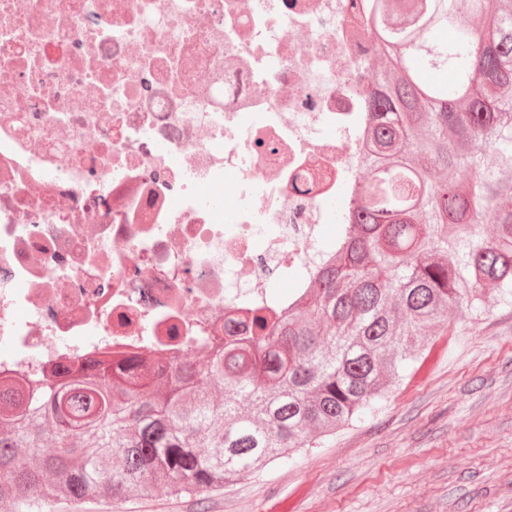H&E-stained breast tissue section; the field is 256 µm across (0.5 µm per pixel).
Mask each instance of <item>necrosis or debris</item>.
Segmentation results:
<instances>
[{"label": "necrosis or debris", "mask_w": 512, "mask_h": 512, "mask_svg": "<svg viewBox=\"0 0 512 512\" xmlns=\"http://www.w3.org/2000/svg\"><path fill=\"white\" fill-rule=\"evenodd\" d=\"M367 2L0 0L1 378L194 358L311 288L361 170Z\"/></svg>", "instance_id": "obj_1"}]
</instances>
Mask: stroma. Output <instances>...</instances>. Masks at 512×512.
Wrapping results in <instances>:
<instances>
[{"mask_svg": "<svg viewBox=\"0 0 512 512\" xmlns=\"http://www.w3.org/2000/svg\"><path fill=\"white\" fill-rule=\"evenodd\" d=\"M373 415L208 498L156 490L124 512H512V309L448 313Z\"/></svg>", "mask_w": 512, "mask_h": 512, "instance_id": "obj_1", "label": "stroma"}]
</instances>
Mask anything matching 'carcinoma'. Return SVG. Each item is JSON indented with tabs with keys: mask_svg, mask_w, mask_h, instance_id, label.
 <instances>
[{
	"mask_svg": "<svg viewBox=\"0 0 512 512\" xmlns=\"http://www.w3.org/2000/svg\"><path fill=\"white\" fill-rule=\"evenodd\" d=\"M457 9L474 23L450 28ZM367 16L391 64L366 96L363 166L390 179L354 188L357 231L313 290L195 365L0 379L1 505L205 496L374 413L449 308L512 307V0H371Z\"/></svg>",
	"mask_w": 512,
	"mask_h": 512,
	"instance_id": "carcinoma-1",
	"label": "carcinoma"
}]
</instances>
